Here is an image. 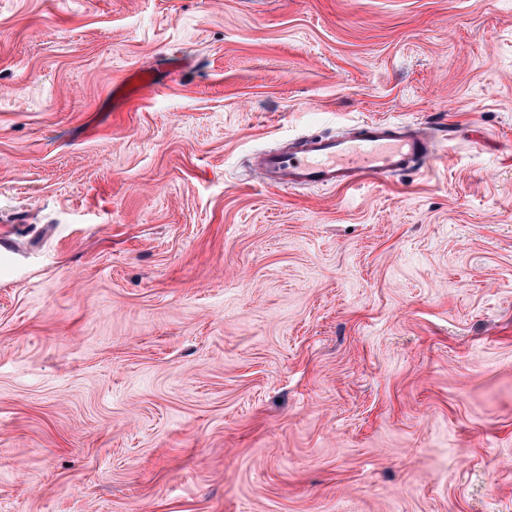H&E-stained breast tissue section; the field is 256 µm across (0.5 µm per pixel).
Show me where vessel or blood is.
I'll list each match as a JSON object with an SVG mask.
<instances>
[{"mask_svg": "<svg viewBox=\"0 0 512 512\" xmlns=\"http://www.w3.org/2000/svg\"><path fill=\"white\" fill-rule=\"evenodd\" d=\"M433 139L403 121H363L347 134L307 136L262 154L257 166L265 183L281 188H348L366 177H393L423 167Z\"/></svg>", "mask_w": 512, "mask_h": 512, "instance_id": "1", "label": "vessel or blood"}]
</instances>
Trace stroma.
Returning a JSON list of instances; mask_svg holds the SVG:
<instances>
[{
    "instance_id": "obj_1",
    "label": "stroma",
    "mask_w": 512,
    "mask_h": 512,
    "mask_svg": "<svg viewBox=\"0 0 512 512\" xmlns=\"http://www.w3.org/2000/svg\"><path fill=\"white\" fill-rule=\"evenodd\" d=\"M0 512H512V0H0ZM432 136L403 121H363L343 135L307 136L257 160L261 179L280 188H348L366 177H393L422 168L432 155Z\"/></svg>"
}]
</instances>
